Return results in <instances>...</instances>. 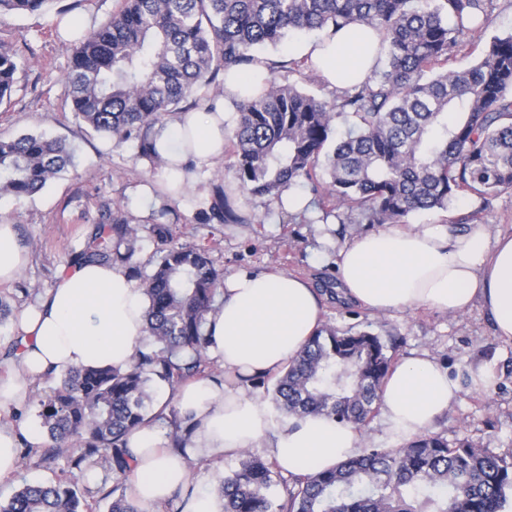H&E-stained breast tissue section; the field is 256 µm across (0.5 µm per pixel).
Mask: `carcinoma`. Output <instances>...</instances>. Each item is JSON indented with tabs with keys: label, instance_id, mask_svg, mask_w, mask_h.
I'll return each instance as SVG.
<instances>
[{
	"label": "carcinoma",
	"instance_id": "1",
	"mask_svg": "<svg viewBox=\"0 0 512 512\" xmlns=\"http://www.w3.org/2000/svg\"><path fill=\"white\" fill-rule=\"evenodd\" d=\"M46 0H0V16L33 14ZM494 0H124L112 20L78 28L65 74L71 111L100 136L131 141L137 157L160 166L155 128L182 109L215 111L219 71L245 70L257 52L293 32L337 34L371 29L385 54L362 84L330 100L280 84L277 68L301 71L306 58L268 63L261 89L232 103L229 169L253 197L281 200L303 186L325 215L354 213L360 224H396L411 213L446 211L460 197L512 189V34L494 36L468 67L452 63L472 33L489 21ZM18 64L0 43V104L10 99ZM348 124L337 134L336 119ZM73 164L64 140L42 134L0 139V193L31 197ZM205 223L244 222L216 190ZM162 244L137 261V229L122 210L95 228L76 264H118L147 298L150 341L125 369L73 370L51 392L36 395L49 444L38 466L93 464L112 471L108 512H140L119 491L133 473L129 434L147 419L168 423V447L182 450L193 425L175 411L151 412L154 386L174 388L200 375L208 360L204 333L223 273L199 245ZM125 250H120V246ZM395 361L369 332L325 323L276 379L273 400L285 415L320 414L360 427L379 407L378 391ZM281 470L247 455L220 479L224 512H502L512 490V461L465 439L450 444L425 433L395 449L366 448L333 469L292 475L287 497L267 491ZM0 512H96L92 491L65 477L24 484Z\"/></svg>",
	"mask_w": 512,
	"mask_h": 512
}]
</instances>
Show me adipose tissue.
<instances>
[{
	"instance_id": "ef3b65f1",
	"label": "adipose tissue",
	"mask_w": 512,
	"mask_h": 512,
	"mask_svg": "<svg viewBox=\"0 0 512 512\" xmlns=\"http://www.w3.org/2000/svg\"><path fill=\"white\" fill-rule=\"evenodd\" d=\"M322 76L346 88L370 74L374 39L351 26L330 40L303 44ZM164 161L159 173L179 197L195 168L224 155L223 112H179L156 137ZM341 298L372 312L427 308L442 314L481 305L495 336L512 343V231L475 228L453 235L439 224H399L361 233L336 254ZM147 299L119 266L86 263L65 267L55 286L18 314L20 349L8 378H0V411L19 409L44 380L86 367H127L145 341ZM323 297L307 279L283 272L240 270L224 289L204 326L208 354L224 368L223 381L197 379L181 386L176 407L194 426L187 454L231 457L266 449L283 472L314 473L359 455L362 431L323 415L278 424L268 405L244 379L280 373L323 322ZM459 392L435 359L411 358L396 366L381 393L385 429L398 442L428 431ZM159 424L128 437L135 471L128 495L143 509L172 497L188 483L185 456L162 446Z\"/></svg>"
}]
</instances>
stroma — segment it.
I'll list each match as a JSON object with an SVG mask.
<instances>
[{
    "mask_svg": "<svg viewBox=\"0 0 512 512\" xmlns=\"http://www.w3.org/2000/svg\"><path fill=\"white\" fill-rule=\"evenodd\" d=\"M122 0H47L42 11L0 17V41L11 44L18 63L17 82L10 100L0 104V138L42 132L66 141L74 152V165L34 196H0V220L14 224L29 262L14 281L0 285V297L13 311L34 302L53 288L59 270L70 264L72 252L83 247L106 209L124 210L138 229L140 261H148L158 246L155 224H166L175 243L208 248L216 267L229 272L272 268L311 278L319 283L336 281L333 259L340 247L358 233L361 224L320 222L316 206L299 216L277 210L273 200L242 192L227 161L198 168L196 187L184 198L169 200L155 189V174L136 156L134 144L101 137L90 131L71 111L66 100L64 75L72 49L58 32V21L83 17L88 25L107 24ZM304 38L294 35L277 47L263 50L267 61L279 62L275 76L281 83L297 84L317 97L331 98L333 89L319 72L288 71L285 60L297 58ZM153 187L154 200L142 205L134 197L137 185ZM224 189L241 213L244 224H203L201 209L210 195ZM476 215V223L489 233L512 230V189L481 199L465 197L448 212L425 211L405 217V224H442L446 220ZM324 319L341 330L367 331L393 344L395 359L428 354L443 364L460 391L456 400L433 425L432 431L448 442L460 439L489 453L512 460V345L498 341L480 306L448 315L424 310L374 314L353 304L325 303ZM480 369L493 375L490 389H473L466 373ZM20 469L0 479L5 499L26 483L56 479L55 471L35 466L28 454L27 436H20Z\"/></svg>",
    "mask_w": 512,
    "mask_h": 512,
    "instance_id": "stroma-1",
    "label": "stroma"
}]
</instances>
